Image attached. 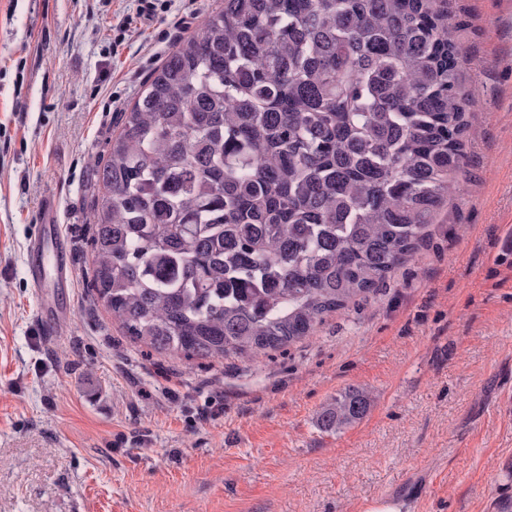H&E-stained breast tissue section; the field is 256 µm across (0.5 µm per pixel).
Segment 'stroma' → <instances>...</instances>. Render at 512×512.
I'll use <instances>...</instances> for the list:
<instances>
[{
    "label": "stroma",
    "mask_w": 512,
    "mask_h": 512,
    "mask_svg": "<svg viewBox=\"0 0 512 512\" xmlns=\"http://www.w3.org/2000/svg\"><path fill=\"white\" fill-rule=\"evenodd\" d=\"M0 0V512H512V0H443L473 103L458 193L379 290L284 352L146 354L92 294L123 112L221 0ZM75 288L43 329L45 198ZM350 387L362 421L317 416ZM373 404L369 391L350 387L339 393L322 408L318 417L319 425L326 430H338L344 426L360 422L370 412Z\"/></svg>",
    "instance_id": "obj_1"
}]
</instances>
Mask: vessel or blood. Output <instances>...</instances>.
Masks as SVG:
<instances>
[{"label": "vessel or blood", "mask_w": 512, "mask_h": 512, "mask_svg": "<svg viewBox=\"0 0 512 512\" xmlns=\"http://www.w3.org/2000/svg\"><path fill=\"white\" fill-rule=\"evenodd\" d=\"M28 251L29 275L37 294L67 283L70 270L66 240L60 225L49 221L38 225Z\"/></svg>", "instance_id": "vessel-or-blood-1"}]
</instances>
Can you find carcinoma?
Returning a JSON list of instances; mask_svg holds the SVG:
<instances>
[{"label": "carcinoma", "instance_id": "carcinoma-1", "mask_svg": "<svg viewBox=\"0 0 512 512\" xmlns=\"http://www.w3.org/2000/svg\"><path fill=\"white\" fill-rule=\"evenodd\" d=\"M441 0H224L121 118L89 287L171 358L313 335L431 236L464 160L462 49ZM350 387L319 425L363 420Z\"/></svg>", "mask_w": 512, "mask_h": 512}]
</instances>
